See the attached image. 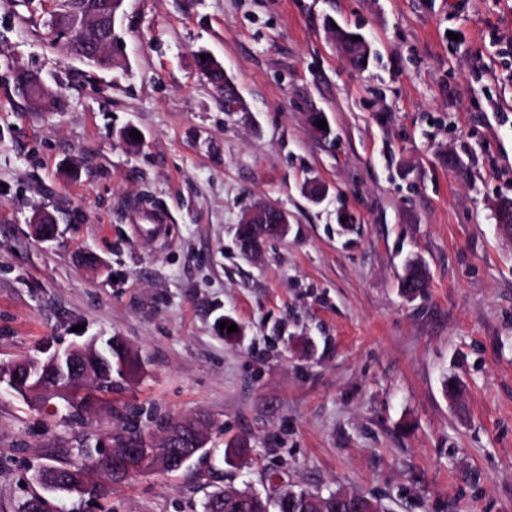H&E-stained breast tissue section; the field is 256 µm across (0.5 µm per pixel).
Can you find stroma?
Masks as SVG:
<instances>
[{
	"instance_id": "1",
	"label": "stroma",
	"mask_w": 512,
	"mask_h": 512,
	"mask_svg": "<svg viewBox=\"0 0 512 512\" xmlns=\"http://www.w3.org/2000/svg\"><path fill=\"white\" fill-rule=\"evenodd\" d=\"M56 7L0 0V365L115 336L142 370L77 418L0 387V512L35 493L50 512H202L227 483L263 492L270 469L383 512H512V240L494 218L512 198V0H124L109 70L66 53ZM336 27L370 42L364 69ZM202 48L249 111H225ZM21 69L64 110L18 96ZM258 204L286 210L288 234L249 260L234 234ZM410 258L429 283L408 297ZM199 412L210 453L179 472L83 501L37 480ZM242 436L252 454L225 464Z\"/></svg>"
}]
</instances>
